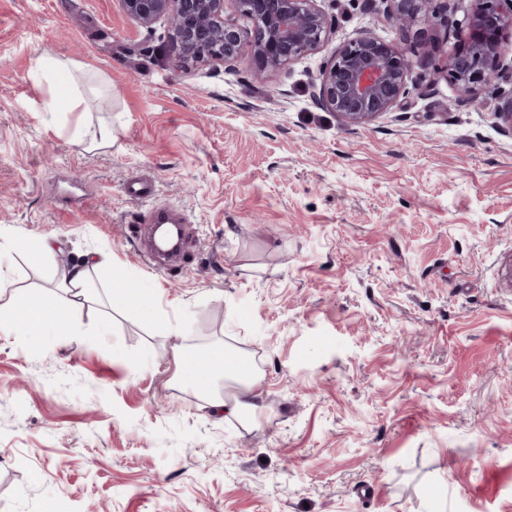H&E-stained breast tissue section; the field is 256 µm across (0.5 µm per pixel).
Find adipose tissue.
Wrapping results in <instances>:
<instances>
[{"label":"adipose tissue","mask_w":512,"mask_h":512,"mask_svg":"<svg viewBox=\"0 0 512 512\" xmlns=\"http://www.w3.org/2000/svg\"><path fill=\"white\" fill-rule=\"evenodd\" d=\"M79 64L64 61L51 56L41 57L34 71L33 79L45 89L43 110L50 124H60L63 115L83 111L86 93L77 82L74 72ZM133 277L131 271L113 273L111 300L114 305L136 313L144 322L164 332H173L174 327L161 316L155 303L154 289L143 285L137 291H130L129 283ZM89 289L87 265L75 266L61 286L59 293L53 295L18 293L14 298V308L19 311L23 323L33 336H62L72 326L74 304L84 297ZM177 379L200 392L212 393L216 375H223L225 382L237 387L236 395L214 396L212 405L221 412L241 415L244 412H256L258 406L249 398L258 385L260 377L252 364L243 357L228 351H216V358L222 359L221 372H214L210 360L175 349Z\"/></svg>","instance_id":"adipose-tissue-1"}]
</instances>
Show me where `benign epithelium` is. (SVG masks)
<instances>
[{
	"mask_svg": "<svg viewBox=\"0 0 512 512\" xmlns=\"http://www.w3.org/2000/svg\"><path fill=\"white\" fill-rule=\"evenodd\" d=\"M316 0H238L252 29L224 17V0H121L127 15L150 29L160 19L170 28L174 60L221 61L231 68L242 58L263 79L299 58L319 51L331 24ZM383 14L400 32L419 20L448 26L434 15L432 0H380ZM473 7L455 22L468 38L449 53L447 79L465 100L502 78L498 57L512 41V0H472ZM410 50L402 41H383L368 31L338 47L313 84L317 101L347 125H360L388 112L407 90Z\"/></svg>",
	"mask_w": 512,
	"mask_h": 512,
	"instance_id": "benign-epithelium-1",
	"label": "benign epithelium"
}]
</instances>
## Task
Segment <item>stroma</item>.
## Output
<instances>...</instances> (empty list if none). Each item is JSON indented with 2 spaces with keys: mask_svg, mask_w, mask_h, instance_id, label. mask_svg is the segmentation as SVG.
I'll return each mask as SVG.
<instances>
[{
  "mask_svg": "<svg viewBox=\"0 0 512 512\" xmlns=\"http://www.w3.org/2000/svg\"><path fill=\"white\" fill-rule=\"evenodd\" d=\"M316 5L323 50L259 80L174 64L167 23L120 0H0V231L53 247L0 261V312L68 262H111L68 335L0 331V512H512V80L462 99L442 70L456 29L419 21L406 97L343 124L313 97L321 67L398 32L379 0ZM44 55L107 82L68 119L112 124L113 145L44 122ZM152 207L188 216L183 267L129 237ZM114 267L181 335L109 306ZM177 346L249 357L256 415L178 383Z\"/></svg>",
  "mask_w": 512,
  "mask_h": 512,
  "instance_id": "1",
  "label": "stroma"
}]
</instances>
